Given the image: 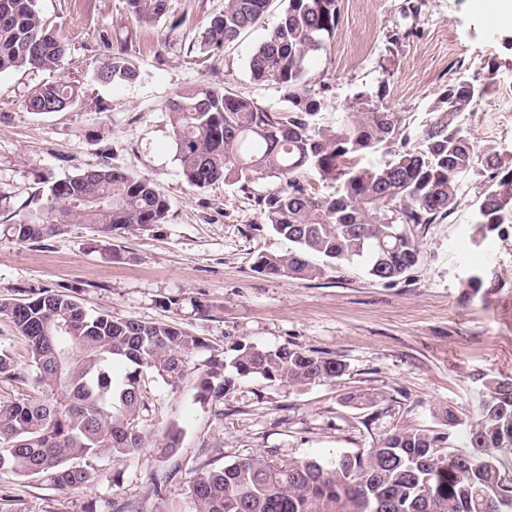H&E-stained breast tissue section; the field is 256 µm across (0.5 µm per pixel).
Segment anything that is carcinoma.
<instances>
[{"label": "carcinoma", "mask_w": 512, "mask_h": 512, "mask_svg": "<svg viewBox=\"0 0 512 512\" xmlns=\"http://www.w3.org/2000/svg\"><path fill=\"white\" fill-rule=\"evenodd\" d=\"M277 24L251 53L257 82L278 85L288 108L259 103L199 84L168 100L175 160L191 187L217 182L245 186L277 177L285 187L259 200L265 223L292 244L286 254L260 253L258 273L316 279L327 269L357 265L373 280L394 284L421 258L415 229L438 224L459 205L466 178L480 183L472 204L477 237L512 219V162L492 145L478 148L468 118L488 92L480 78L448 83L427 108L415 137L403 112L388 106V81L357 91L324 120V100L307 88L315 55L332 46L341 24L339 0H282ZM272 0H226L199 36L202 53L236 40L261 21ZM144 22L166 17L170 0H126ZM67 51L59 29L36 0H0V73L49 75L23 100L31 114L63 112L81 85L55 73ZM140 69L124 51L95 73L105 84L130 83ZM380 153L384 160L362 159ZM333 189L322 193L312 176ZM170 205L152 180L107 164L89 166L35 192L19 208L0 193V213L16 241H41L66 224L102 231L167 222ZM0 319L26 341V363L0 346V380L26 384L22 398H0V476L46 482L60 491L91 486L105 476L108 457L138 459L145 448L142 380L149 372L173 390L187 375L190 355L205 339L177 322H144L88 314L73 292L30 288L0 298ZM198 376L194 400L214 409L242 378L260 377L302 390L342 377L347 365L295 346L274 349L235 341ZM446 432L401 426L373 447L336 461L271 464L251 456L222 466L202 448L192 467L194 512H512V378L486 377L475 415L441 410ZM465 427L461 449L447 446ZM182 428H167L161 453L175 455Z\"/></svg>", "instance_id": "carcinoma-1"}]
</instances>
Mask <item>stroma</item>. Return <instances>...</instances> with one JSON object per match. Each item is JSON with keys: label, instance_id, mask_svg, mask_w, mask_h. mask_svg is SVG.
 <instances>
[{"label": "stroma", "instance_id": "1", "mask_svg": "<svg viewBox=\"0 0 512 512\" xmlns=\"http://www.w3.org/2000/svg\"><path fill=\"white\" fill-rule=\"evenodd\" d=\"M224 2L171 0L167 17L146 23L129 15L125 0H36L68 43L60 76L85 82L87 91L68 111L34 115L21 101L42 73L0 74V192L14 203L106 159L150 178L170 204L167 223L113 237L81 223L40 242L0 234V297L28 288H72L88 313L176 319L208 343L192 354L180 389L149 382L152 422L142 461L102 460L108 479L79 490L17 484L12 512H82L90 501L99 512H111L114 502L155 505L153 483L166 468L158 444L174 422L184 431L177 457L187 470L204 446L216 449L224 463L244 456L273 464L331 460L372 447L396 427L442 431L439 409L469 417L483 376L512 377V228L474 242L475 180L465 182L448 219L418 227L423 258L393 285L356 266L313 280L258 273V253L291 248L271 231L258 205L282 181L188 186L173 159L164 108L176 91L206 83L273 110L287 105L282 89L253 81L247 69L252 50L279 19V0L259 24L212 50L207 65L195 64L197 32ZM412 5L417 13H409ZM340 11L331 52L320 55L309 76L326 109L384 79L388 103L406 112L415 133L449 80L477 76L489 92L468 120L474 140L512 155V101L504 99L512 90V26L490 24L471 0H341ZM120 48L138 64L140 79L97 83L98 66ZM108 247L119 258L108 259ZM476 270L484 286L471 297L463 284ZM168 296L200 299L211 308L178 318L160 305ZM233 340L295 345L341 359L347 371L301 391L240 381L218 418L195 404L194 386L210 355ZM351 392L373 397V405L348 406Z\"/></svg>", "mask_w": 512, "mask_h": 512}]
</instances>
